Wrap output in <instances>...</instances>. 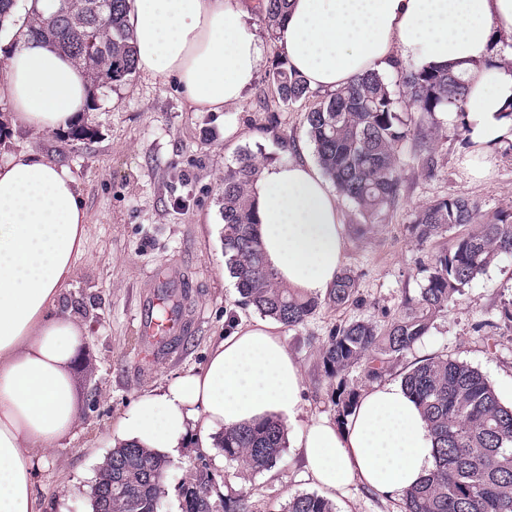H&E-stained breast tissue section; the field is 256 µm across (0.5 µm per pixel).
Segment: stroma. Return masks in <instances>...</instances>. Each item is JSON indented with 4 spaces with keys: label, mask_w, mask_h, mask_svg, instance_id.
<instances>
[{
    "label": "stroma",
    "mask_w": 512,
    "mask_h": 512,
    "mask_svg": "<svg viewBox=\"0 0 512 512\" xmlns=\"http://www.w3.org/2000/svg\"><path fill=\"white\" fill-rule=\"evenodd\" d=\"M319 92L292 105L274 97L256 78L243 100L221 112L190 105L174 78L141 71L114 89H94L91 107L72 129L35 134L14 125L0 101V162L22 149L68 165L88 214V236L65 289L85 329L72 370L78 423L48 451L34 479L43 512H88L95 476L110 454L120 417L138 395L203 368L211 348L231 330L232 317L254 318L224 267L221 184L239 148L257 151L260 165L283 164L298 149L314 154L306 114ZM465 115L448 108L423 118L434 154L426 169L413 142L400 149V196L377 215L364 217L339 199L346 234L345 268L357 277L358 305H320L303 325L279 330L304 375V412L286 423L293 434L311 419L337 420V383L318 364V345L336 325L354 320L379 324L396 317L405 293L421 288L432 254L451 247L454 233L419 247L409 232L416 212L460 196L483 218L512 213V141L495 148L487 176L471 175ZM185 299L191 336L162 351L141 335L143 307L155 296ZM512 256H503L457 295L406 362L445 354L478 369L502 404L512 405ZM219 448H186L171 457L163 483V512H181L185 483L210 472L216 495H245L252 512H280L294 495L315 492L293 449L271 469L240 471ZM335 512H400L387 499L359 486L337 495Z\"/></svg>",
    "instance_id": "35a3bbf8"
}]
</instances>
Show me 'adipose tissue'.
Segmentation results:
<instances>
[{
    "label": "adipose tissue",
    "mask_w": 512,
    "mask_h": 512,
    "mask_svg": "<svg viewBox=\"0 0 512 512\" xmlns=\"http://www.w3.org/2000/svg\"><path fill=\"white\" fill-rule=\"evenodd\" d=\"M137 66L175 78L188 101L218 112L255 82L264 54L237 0H135ZM279 45L309 87L344 88L400 63L450 67L468 87L467 165L484 176L512 140V0H289ZM503 62L488 66L493 46ZM81 69L21 39L0 99L15 123L50 133L76 122L89 100ZM257 235L278 281L325 297L345 260L335 193L307 157L262 168L254 185ZM71 169L20 151L0 164V512H42L36 466L77 424L73 358L84 330L63 292L87 235ZM272 318L239 320L206 368L142 393L119 419L117 445L157 456L211 448L228 427L303 411V375ZM308 477L329 495L359 485L389 498L434 467L433 438L401 384L378 382L344 425L312 420L290 438Z\"/></svg>",
    "instance_id": "obj_1"
}]
</instances>
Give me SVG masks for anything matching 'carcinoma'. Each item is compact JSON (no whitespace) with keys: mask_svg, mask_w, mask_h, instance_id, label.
I'll list each match as a JSON object with an SVG mask.
<instances>
[{"mask_svg":"<svg viewBox=\"0 0 512 512\" xmlns=\"http://www.w3.org/2000/svg\"><path fill=\"white\" fill-rule=\"evenodd\" d=\"M129 2L58 0L54 12L32 17L28 36L71 57L92 84L118 86L136 69ZM287 10L288 0H261L260 11L274 39ZM268 81L283 104L309 97L306 80L285 58L273 61ZM400 84L408 104L422 115L447 107L464 111L467 86L448 69H403ZM397 104L385 77L372 72L322 96L306 116L324 174L368 216L395 204L399 148L420 128ZM259 170L247 146L224 170V263L244 304L293 328L304 324L322 301L336 309L356 303L357 279L348 269L341 270L322 299L298 295L276 281L256 235L259 220L250 188ZM457 226L464 231L451 249L432 255L425 284L404 296L398 317L383 328L364 320L341 324L320 344L326 377L342 381L358 369L368 382L382 380L427 334L434 319L448 312L462 288L498 258L512 254V214L482 221L476 206L463 197L421 208L410 231L418 245L426 246ZM401 384L423 411L437 452L436 469L405 492L402 512H512V406L500 402L477 369L442 355L412 364ZM358 400L356 388L340 385L335 400L340 423ZM284 448V426L274 419L224 429V457L244 471L274 466ZM166 466L165 459L143 448L112 449L92 491L93 512H161ZM211 483L205 471L187 484L182 512H209L215 503ZM282 512H334V507L326 498L306 493L291 497Z\"/></svg>","mask_w":512,"mask_h":512,"instance_id":"cac0c4a2","label":"carcinoma"}]
</instances>
